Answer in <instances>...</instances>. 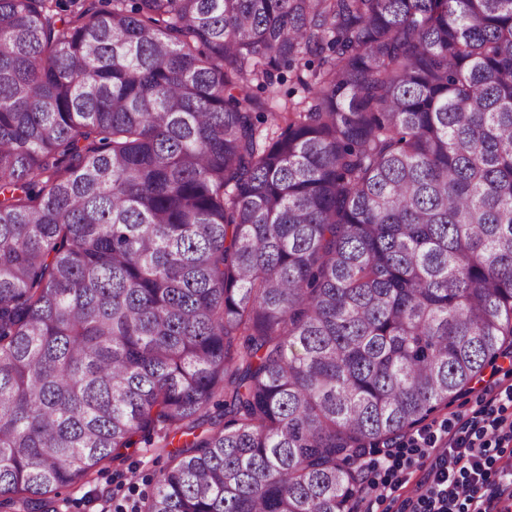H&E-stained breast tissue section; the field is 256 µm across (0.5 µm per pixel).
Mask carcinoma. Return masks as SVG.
<instances>
[{
	"label": "carcinoma",
	"mask_w": 512,
	"mask_h": 512,
	"mask_svg": "<svg viewBox=\"0 0 512 512\" xmlns=\"http://www.w3.org/2000/svg\"><path fill=\"white\" fill-rule=\"evenodd\" d=\"M507 345L512 0H0L1 510L349 512ZM166 457H158L152 448H131L122 462L108 463L90 482L63 492L59 512H99L103 499L114 505H129L150 494L154 477L167 466Z\"/></svg>",
	"instance_id": "obj_1"
}]
</instances>
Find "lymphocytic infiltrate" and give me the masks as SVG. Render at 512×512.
I'll list each match as a JSON object with an SVG mask.
<instances>
[{
    "label": "lymphocytic infiltrate",
    "mask_w": 512,
    "mask_h": 512,
    "mask_svg": "<svg viewBox=\"0 0 512 512\" xmlns=\"http://www.w3.org/2000/svg\"><path fill=\"white\" fill-rule=\"evenodd\" d=\"M472 418L422 426L404 440L410 457L387 452L375 461V486L395 498L403 470L423 473L415 496L399 512H512V467H497L495 451L512 447V384L488 379Z\"/></svg>",
    "instance_id": "f902f5d3"
}]
</instances>
